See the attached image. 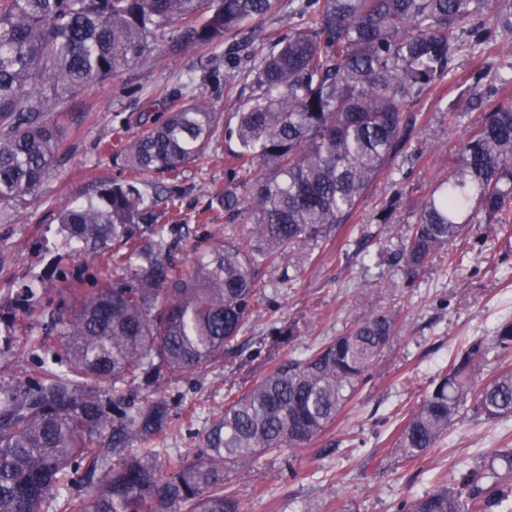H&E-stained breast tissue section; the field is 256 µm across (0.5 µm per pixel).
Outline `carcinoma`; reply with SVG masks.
Masks as SVG:
<instances>
[{"label": "carcinoma", "instance_id": "carcinoma-1", "mask_svg": "<svg viewBox=\"0 0 512 512\" xmlns=\"http://www.w3.org/2000/svg\"><path fill=\"white\" fill-rule=\"evenodd\" d=\"M279 0H0V202L33 193L61 145L67 98L119 78L156 51L154 31L212 52L249 38L252 94L224 129L223 113L186 99L137 136L117 142L127 180L109 182L59 214L61 232L96 253L94 279L69 271L59 288L24 285L0 302L60 337L37 376L0 385V512H243L234 485L257 455L307 447L333 423L399 333L375 311L345 332L288 357L244 391L228 390L192 455L164 466L175 426L171 401L142 387L177 381L233 352L256 309L260 280L281 251L299 252L294 278L333 230L349 223L388 160L411 135L408 109L453 70L464 46L495 42L512 25L508 0H306L301 22L268 43L250 36ZM227 132V179L216 212L245 228L193 264L179 253L206 236L175 219L157 223L140 178L177 177ZM474 224L512 235V102L484 113L460 161L422 201L396 260L410 279L448 255ZM512 351V320L472 339L434 378L393 451L420 459L465 407L487 420L512 416V368L479 384L490 355ZM498 465L462 473L402 505L406 512H495L512 495V448Z\"/></svg>", "mask_w": 512, "mask_h": 512}]
</instances>
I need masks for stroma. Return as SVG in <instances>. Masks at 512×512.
Returning a JSON list of instances; mask_svg holds the SVG:
<instances>
[{
  "label": "stroma",
  "mask_w": 512,
  "mask_h": 512,
  "mask_svg": "<svg viewBox=\"0 0 512 512\" xmlns=\"http://www.w3.org/2000/svg\"><path fill=\"white\" fill-rule=\"evenodd\" d=\"M496 41L488 56L462 48L453 73L432 97L411 108L416 122L410 140L368 190L351 219L352 230L330 237L296 284L286 281L297 263L293 250H284L278 266L263 272L271 306L250 314L238 353L156 386V394L169 398L178 415L164 460L192 454L229 388H248L272 359L301 356L380 309L397 312L400 331L367 382L308 447L289 456L265 454L240 466L235 487L244 512H399L437 479L454 482L460 472L489 463L496 450L512 448V416L487 420L466 410L438 450L412 462L391 451L397 427L455 350L465 341L491 336L498 324L512 319V239L476 229L457 243L458 268H449L441 256L412 282L390 261L420 202L456 168L460 145L481 115L469 103L477 73L490 77L512 64V29H499ZM249 51L243 42L234 47L238 65L230 92L212 82L196 50L161 49L120 79L71 99L58 158L40 187L0 204V298L10 294L15 280L42 274L51 265H82L87 274H98L100 261L71 251L57 236L59 209L93 196L101 181L126 177L122 162L104 146L135 136L146 118L165 112L163 89L180 87L211 101L223 112L225 127H234L240 103L252 92ZM233 146L227 135L214 138L174 184L187 224L208 234L214 246L236 231L208 210L224 190V157ZM278 322L296 324L291 343L272 344Z\"/></svg>",
  "instance_id": "35a3bbf8"
}]
</instances>
